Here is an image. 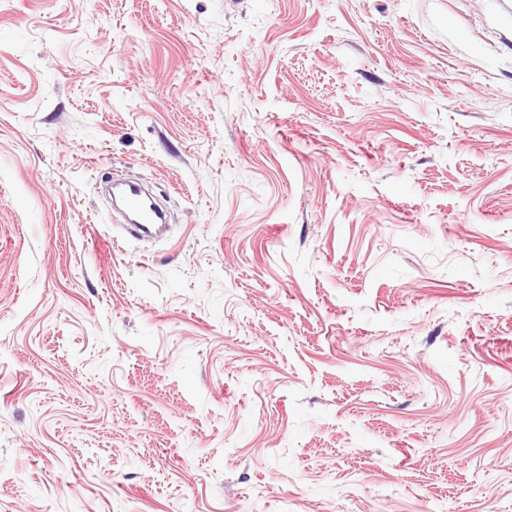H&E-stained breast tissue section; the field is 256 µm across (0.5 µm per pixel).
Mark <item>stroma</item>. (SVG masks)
I'll return each mask as SVG.
<instances>
[{
  "label": "stroma",
  "instance_id": "stroma-1",
  "mask_svg": "<svg viewBox=\"0 0 512 512\" xmlns=\"http://www.w3.org/2000/svg\"><path fill=\"white\" fill-rule=\"evenodd\" d=\"M0 512H512V0H0ZM126 204L133 215L135 224H164L165 215L158 209L154 198L146 193L141 184L135 181L119 183Z\"/></svg>",
  "mask_w": 512,
  "mask_h": 512
}]
</instances>
